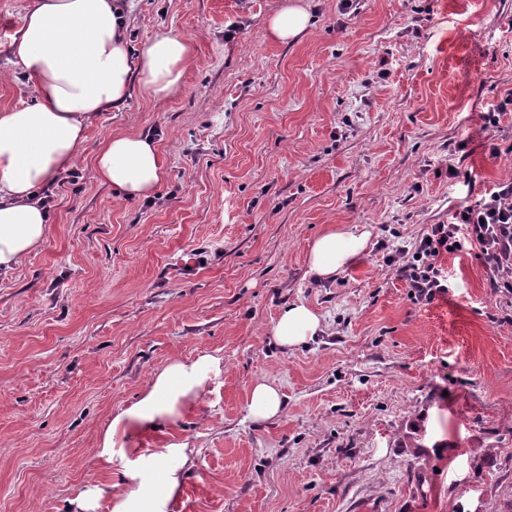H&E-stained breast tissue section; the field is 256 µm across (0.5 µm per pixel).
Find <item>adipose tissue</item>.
Segmentation results:
<instances>
[{
  "label": "adipose tissue",
  "mask_w": 512,
  "mask_h": 512,
  "mask_svg": "<svg viewBox=\"0 0 512 512\" xmlns=\"http://www.w3.org/2000/svg\"><path fill=\"white\" fill-rule=\"evenodd\" d=\"M119 0H35L10 43L12 55L32 81V104L0 110V272L18 267L46 234L48 215L38 193L68 171L85 140L88 121L118 107L131 87L152 99L176 94L190 64L187 41L161 31L131 58ZM303 0H287L268 22L271 36L286 42L308 28ZM99 177L124 198L147 196L165 176L157 143L143 135H112L95 158ZM370 231L331 225L310 245L308 272L330 281L365 251ZM321 330L320 317L306 304L285 306L272 323L275 343L295 347ZM222 372V360L201 354L175 359L153 373L137 400L105 425L97 459L133 478L138 472L134 441L152 427L194 408ZM188 444L169 442L156 456L152 489L98 483L67 502V512H166L183 483Z\"/></svg>",
  "instance_id": "adipose-tissue-1"
}]
</instances>
